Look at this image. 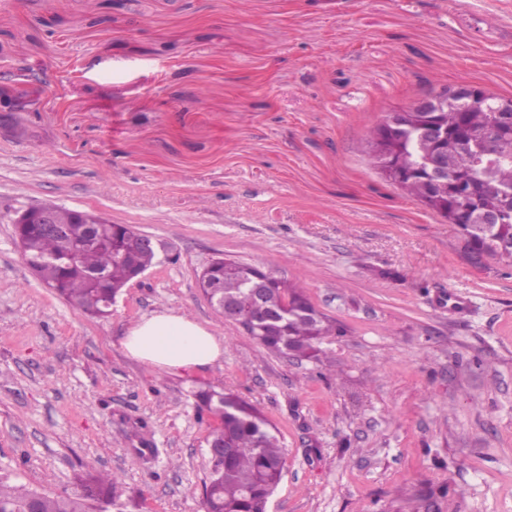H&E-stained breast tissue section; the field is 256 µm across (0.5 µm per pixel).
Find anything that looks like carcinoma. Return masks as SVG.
Masks as SVG:
<instances>
[{
	"instance_id": "1",
	"label": "carcinoma",
	"mask_w": 512,
	"mask_h": 512,
	"mask_svg": "<svg viewBox=\"0 0 512 512\" xmlns=\"http://www.w3.org/2000/svg\"><path fill=\"white\" fill-rule=\"evenodd\" d=\"M488 112H394L392 140L401 146L404 167L396 175L388 176L406 194L456 225L464 236L470 253L476 258L488 257L512 262V201L507 194L512 190V136L503 140L499 157L491 175L484 172V164L474 161L469 133L488 124L493 112L512 115V99H505L483 89ZM448 124V159L454 178L463 179L472 186V198L466 202L448 201V208L435 205L425 196L423 188L429 175L423 165V152L437 150L440 143L429 137L432 122ZM498 214L501 228L495 235L472 219L473 213ZM56 222L66 228L61 236H46L34 224L18 229L23 255L32 261L35 272L43 283L59 296L79 307L90 317H104L108 301L138 270L149 269L155 253L139 249L135 259L128 262L119 256L130 248L126 230L119 224H101L100 233L107 244L85 250L75 263L67 256L73 242L83 238L88 227L78 223L72 210L57 207ZM500 239L492 244L491 238ZM212 276L224 280V295L234 298L246 311H252L257 302L249 294L248 276L240 272L224 276V267L212 270ZM275 292L265 300L266 318L255 339L269 352L288 354L293 346L303 357H317L319 344L336 331L325 316L319 313L298 289L281 280H274ZM199 408L222 418L214 429L216 439L227 442L229 453L224 460L209 464V478L203 489L205 512H266L268 499L282 479L280 464L284 449L266 419L251 405L231 394L203 390L196 394ZM76 481L80 491L70 494H48L11 485L0 478V512H26L29 502L36 498L39 512H95L101 500L115 501L122 493V482L114 473L83 472Z\"/></svg>"
}]
</instances>
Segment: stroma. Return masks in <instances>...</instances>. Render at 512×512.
<instances>
[{
  "mask_svg": "<svg viewBox=\"0 0 512 512\" xmlns=\"http://www.w3.org/2000/svg\"><path fill=\"white\" fill-rule=\"evenodd\" d=\"M0 477L60 494L119 474L123 512H204L213 388L276 427L268 512H512V267L375 168L366 138L450 85L512 97V0H0ZM53 203L159 243L93 319L21 257ZM301 288L339 334L268 353L210 306L214 259ZM466 296L452 311L449 292ZM186 314L222 365L120 345Z\"/></svg>",
  "mask_w": 512,
  "mask_h": 512,
  "instance_id": "1",
  "label": "stroma"
}]
</instances>
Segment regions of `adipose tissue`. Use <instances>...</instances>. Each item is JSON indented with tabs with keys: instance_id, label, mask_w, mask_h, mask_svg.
I'll return each mask as SVG.
<instances>
[{
	"instance_id": "obj_1",
	"label": "adipose tissue",
	"mask_w": 512,
	"mask_h": 512,
	"mask_svg": "<svg viewBox=\"0 0 512 512\" xmlns=\"http://www.w3.org/2000/svg\"><path fill=\"white\" fill-rule=\"evenodd\" d=\"M120 343L128 356L166 372L212 366L224 358L221 339L206 326L173 311L136 321Z\"/></svg>"
}]
</instances>
